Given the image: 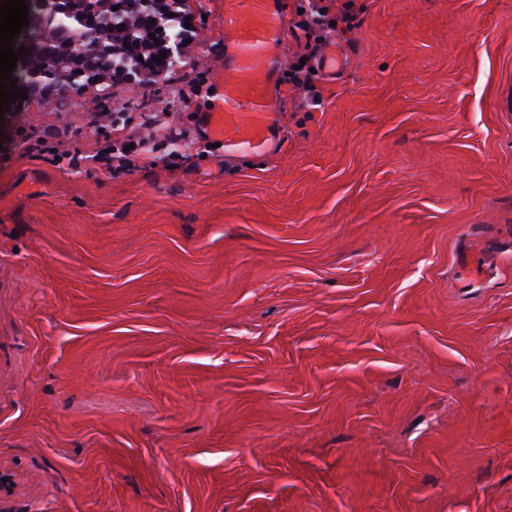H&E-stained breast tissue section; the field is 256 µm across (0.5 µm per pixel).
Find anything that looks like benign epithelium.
<instances>
[{"instance_id": "1", "label": "benign epithelium", "mask_w": 512, "mask_h": 512, "mask_svg": "<svg viewBox=\"0 0 512 512\" xmlns=\"http://www.w3.org/2000/svg\"><path fill=\"white\" fill-rule=\"evenodd\" d=\"M185 0H37L30 32L16 47L19 88L65 93L78 81L112 77L135 90L160 80L184 57L187 29L168 31V14ZM125 30H119V25ZM167 57H161V53Z\"/></svg>"}]
</instances>
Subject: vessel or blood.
Returning <instances> with one entry per match:
<instances>
[{"label":"vessel or blood","instance_id":"vessel-or-blood-1","mask_svg":"<svg viewBox=\"0 0 512 512\" xmlns=\"http://www.w3.org/2000/svg\"><path fill=\"white\" fill-rule=\"evenodd\" d=\"M286 25L277 0H224V101L210 122L234 148L262 149L275 137Z\"/></svg>","mask_w":512,"mask_h":512}]
</instances>
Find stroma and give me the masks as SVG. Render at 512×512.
<instances>
[{
  "label": "stroma",
  "mask_w": 512,
  "mask_h": 512,
  "mask_svg": "<svg viewBox=\"0 0 512 512\" xmlns=\"http://www.w3.org/2000/svg\"><path fill=\"white\" fill-rule=\"evenodd\" d=\"M280 3L277 150L203 122L224 0L0 116V512H512V0Z\"/></svg>",
  "instance_id": "stroma-1"
}]
</instances>
